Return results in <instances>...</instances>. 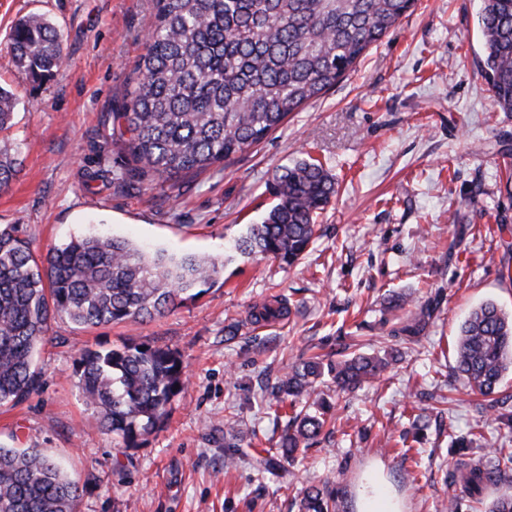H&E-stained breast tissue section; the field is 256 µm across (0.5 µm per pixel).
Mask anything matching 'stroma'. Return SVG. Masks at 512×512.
<instances>
[{
  "instance_id": "35a3bbf8",
  "label": "stroma",
  "mask_w": 512,
  "mask_h": 512,
  "mask_svg": "<svg viewBox=\"0 0 512 512\" xmlns=\"http://www.w3.org/2000/svg\"><path fill=\"white\" fill-rule=\"evenodd\" d=\"M151 0H0V85L20 98L13 131L21 171L0 190V225L18 224L35 254L70 237L106 233L175 255L219 258L205 294L139 323L82 328L52 320L35 356L40 389L0 408V444L37 448L80 479L78 512H298L306 488L337 487L336 512H358L366 477L380 473L406 512H488L512 495V424L482 408L454 371L459 325L492 300L512 311V202L500 193L512 165V114L498 111L481 71L480 0H415L354 72L292 113L245 155L182 177L174 191L128 194L94 182L124 153L109 112L121 101L146 43ZM47 17L63 61L36 81L8 45L21 17ZM336 179L319 232L294 265L233 248L260 222L275 171L301 159ZM506 224H498L499 215ZM468 225L456 249L448 243ZM407 310L438 303L419 343L393 335L391 300ZM286 299L284 319L253 322L252 310ZM342 336H364V354L397 355L380 380L347 393L319 386L331 409L321 434L285 468L260 472L255 451L276 447L286 421L269 407L270 385L289 365L335 356ZM150 343L178 351L188 384L163 426L140 447L103 431L74 369L79 348ZM239 422L243 462L225 466L224 420ZM500 468L480 498L453 496L458 447Z\"/></svg>"
}]
</instances>
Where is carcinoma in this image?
Returning <instances> with one entry per match:
<instances>
[{
  "label": "carcinoma",
  "mask_w": 512,
  "mask_h": 512,
  "mask_svg": "<svg viewBox=\"0 0 512 512\" xmlns=\"http://www.w3.org/2000/svg\"><path fill=\"white\" fill-rule=\"evenodd\" d=\"M414 0H152L150 40L135 63L112 113L127 159L112 170L116 192L164 185L224 165L279 128L289 114L335 86L356 68L413 6ZM478 25L484 39L482 72L495 105L512 113V0H482ZM9 45L16 63L34 80L52 75L63 59L60 33L44 17L15 22ZM18 98L0 86V189L18 172L19 144L7 136ZM130 138L123 139L124 132ZM273 203L250 225L236 249L288 265L299 261L316 234L315 218L336 194L321 163L302 159L277 170L267 184ZM215 259L149 251L109 235L72 238L36 259L16 225L0 226V407L15 406L41 387L34 367L50 322L77 326L142 321L168 313L204 293L218 277ZM437 306L427 304L392 330L416 342ZM283 315V304H265L255 321ZM340 359H302L273 386L279 402L294 409L267 465L289 462L320 435L330 405L308 401L331 376L342 391L378 379L397 357L336 350ZM456 370L470 390L494 408L512 374V315L492 300L471 310L459 327ZM76 374L99 426L136 448L164 423L186 388L180 354L167 346L125 343L83 349ZM493 472L458 461L450 483L476 495ZM80 480L36 448L0 446V512H77ZM299 512H336V489L309 488Z\"/></svg>",
  "instance_id": "obj_1"
}]
</instances>
